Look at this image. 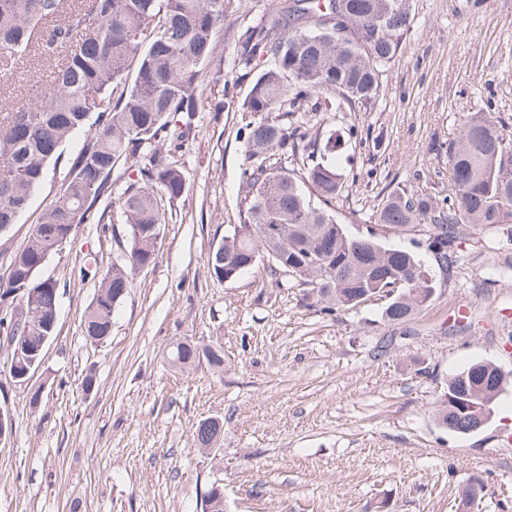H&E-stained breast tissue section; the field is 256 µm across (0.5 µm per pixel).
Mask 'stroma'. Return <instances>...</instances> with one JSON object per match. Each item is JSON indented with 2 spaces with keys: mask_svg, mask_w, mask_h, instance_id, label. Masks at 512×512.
Returning <instances> with one entry per match:
<instances>
[{
  "mask_svg": "<svg viewBox=\"0 0 512 512\" xmlns=\"http://www.w3.org/2000/svg\"><path fill=\"white\" fill-rule=\"evenodd\" d=\"M281 2L231 0L193 137L173 156L185 192L164 205L155 260L134 276L106 344L86 341L82 319L126 246L112 196L99 202L103 221L79 225L43 266L59 291L43 365L16 382L0 345V407L13 422L0 443V512H202L216 485L224 512H457L474 476L485 486L475 512H512V382L477 433H449L436 416L449 378L472 363L512 375V227L462 226L449 275L425 246L428 226L383 234L384 245L416 252L435 285L401 325L385 319L383 299L324 310L263 261L230 282L207 264L239 222L249 165L240 107L251 80L236 63L238 35ZM412 4L376 100L330 119L296 114L307 139L330 128L349 137L336 213L356 214V236L397 188L440 195L448 144L474 113L512 127V0ZM63 172L49 170L0 235V277ZM180 341L221 348L223 372L172 367L166 352ZM208 417L223 419L224 440L202 453L193 431Z\"/></svg>",
  "mask_w": 512,
  "mask_h": 512,
  "instance_id": "stroma-1",
  "label": "stroma"
}]
</instances>
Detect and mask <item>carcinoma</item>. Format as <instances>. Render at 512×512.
<instances>
[{"instance_id": "obj_1", "label": "carcinoma", "mask_w": 512, "mask_h": 512, "mask_svg": "<svg viewBox=\"0 0 512 512\" xmlns=\"http://www.w3.org/2000/svg\"><path fill=\"white\" fill-rule=\"evenodd\" d=\"M412 0H293L241 33L239 63L268 64L256 73L241 111L262 114L245 125L249 168L240 222L208 253L216 279L220 269L239 277L259 261L274 272L311 286L332 311L354 307L397 280L399 295L383 311L389 322L412 320L433 297L420 276L423 262L408 249L384 246L374 234L353 236L336 214L344 188L341 141L330 132L323 145L299 146L288 117L310 93L314 111L336 112L345 104H367L378 94L381 68L397 54L412 22ZM230 0H0V73L27 78L0 85V234L25 213L61 161L71 137L95 117L68 178L33 228L28 244L11 256L6 288L18 289L26 317H0V330L19 337L10 362L29 363L58 311L56 283L40 278L45 255L58 253L79 225L103 220L96 211L112 181L122 183L118 208L127 226L128 248L119 265L101 278L83 316L92 344L107 341L112 318L133 276L155 260L162 224L159 201L172 204L186 178L169 161L188 141L194 112L224 28ZM341 12L349 32L339 41L308 20ZM278 154L283 160L266 164ZM292 159L293 167L286 166ZM375 223L403 234L430 226L427 250L447 273L458 262L462 224H512V132L485 114L473 115L448 144V187L442 196L402 188L382 198ZM282 226L261 245L266 229ZM169 362L188 368L200 360L224 368V352L181 342ZM474 392L448 387V405ZM224 436L215 417L197 425L194 445L214 447Z\"/></svg>"}]
</instances>
